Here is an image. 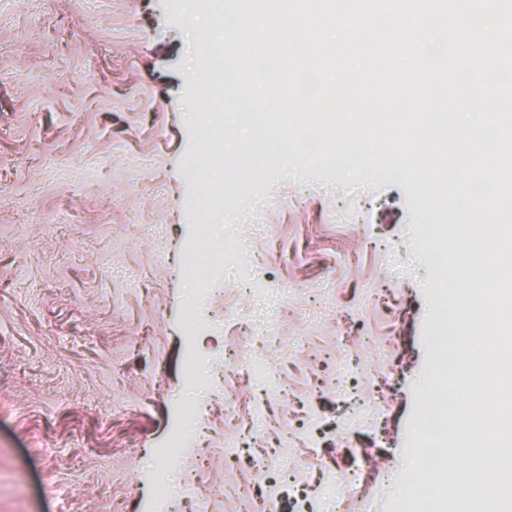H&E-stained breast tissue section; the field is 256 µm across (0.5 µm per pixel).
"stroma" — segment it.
<instances>
[{
    "label": "stroma",
    "instance_id": "stroma-1",
    "mask_svg": "<svg viewBox=\"0 0 512 512\" xmlns=\"http://www.w3.org/2000/svg\"><path fill=\"white\" fill-rule=\"evenodd\" d=\"M192 9L0 0V512H156L160 482L166 512L190 483L210 512L258 488L408 512L411 429L442 428L443 272L397 177L281 152L204 205L216 52Z\"/></svg>",
    "mask_w": 512,
    "mask_h": 512
}]
</instances>
